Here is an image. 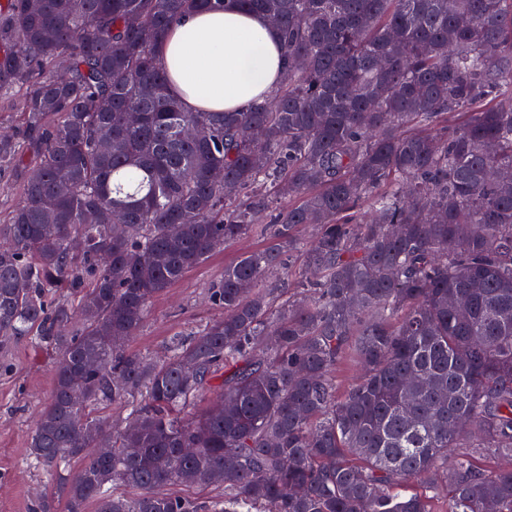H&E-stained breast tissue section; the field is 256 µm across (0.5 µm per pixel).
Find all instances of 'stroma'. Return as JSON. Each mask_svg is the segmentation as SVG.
Listing matches in <instances>:
<instances>
[{
  "label": "stroma",
  "instance_id": "35a3bbf8",
  "mask_svg": "<svg viewBox=\"0 0 512 512\" xmlns=\"http://www.w3.org/2000/svg\"><path fill=\"white\" fill-rule=\"evenodd\" d=\"M271 233V226L255 225L154 298L129 351L160 354L172 337L189 335L219 317L220 309L208 298L210 285L223 275L225 264L264 246ZM55 358L27 336L0 350V512H36L40 499L54 493L48 473L32 462L28 445L35 419L51 399Z\"/></svg>",
  "mask_w": 512,
  "mask_h": 512
}]
</instances>
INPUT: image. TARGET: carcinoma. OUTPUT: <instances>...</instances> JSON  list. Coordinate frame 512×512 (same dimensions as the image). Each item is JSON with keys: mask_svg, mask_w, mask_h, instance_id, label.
Returning a JSON list of instances; mask_svg holds the SVG:
<instances>
[{"mask_svg": "<svg viewBox=\"0 0 512 512\" xmlns=\"http://www.w3.org/2000/svg\"><path fill=\"white\" fill-rule=\"evenodd\" d=\"M224 2L0 6V100L28 82L0 134V178L26 169L0 348L58 354L32 459L65 512H434L441 489L448 512H512V470L482 464L512 459V0H235L278 29L281 80L247 112H189L156 45ZM271 212L209 288L222 317L125 351L153 298ZM122 400L141 425L114 436L87 407Z\"/></svg>", "mask_w": 512, "mask_h": 512, "instance_id": "1", "label": "carcinoma"}]
</instances>
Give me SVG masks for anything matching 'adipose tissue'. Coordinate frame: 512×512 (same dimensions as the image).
Here are the masks:
<instances>
[{
  "label": "adipose tissue",
  "instance_id": "ef3b65f1",
  "mask_svg": "<svg viewBox=\"0 0 512 512\" xmlns=\"http://www.w3.org/2000/svg\"><path fill=\"white\" fill-rule=\"evenodd\" d=\"M157 52L185 109L244 112L269 100L280 80L283 45L265 17L226 0L223 11L183 16Z\"/></svg>",
  "mask_w": 512,
  "mask_h": 512
}]
</instances>
